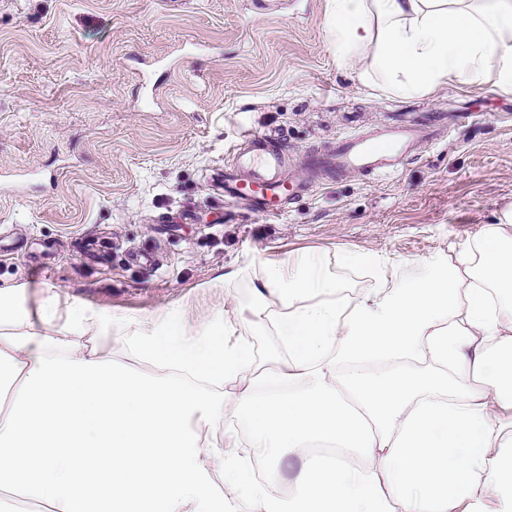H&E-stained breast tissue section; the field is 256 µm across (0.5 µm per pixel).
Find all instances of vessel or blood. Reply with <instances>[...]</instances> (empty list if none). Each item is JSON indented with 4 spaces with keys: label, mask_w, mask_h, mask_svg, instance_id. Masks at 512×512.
Wrapping results in <instances>:
<instances>
[{
    "label": "vessel or blood",
    "mask_w": 512,
    "mask_h": 512,
    "mask_svg": "<svg viewBox=\"0 0 512 512\" xmlns=\"http://www.w3.org/2000/svg\"><path fill=\"white\" fill-rule=\"evenodd\" d=\"M442 126L414 117L350 134L305 154L300 163L307 173L298 180L288 174V148L275 134L245 132L234 164L214 172L213 187L246 210L276 216L314 185L358 173L377 182L397 172L423 147L439 142Z\"/></svg>",
    "instance_id": "vessel-or-blood-1"
}]
</instances>
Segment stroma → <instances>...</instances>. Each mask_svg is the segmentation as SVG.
<instances>
[{"label":"stroma","mask_w":512,"mask_h":512,"mask_svg":"<svg viewBox=\"0 0 512 512\" xmlns=\"http://www.w3.org/2000/svg\"><path fill=\"white\" fill-rule=\"evenodd\" d=\"M330 0H0V289L52 307L203 324L267 365L272 325L241 317L268 265L314 253L349 295L368 252L392 270L448 257L512 207V93L448 85L404 99L361 80L368 45L339 63ZM400 112H465L378 183L314 186L284 214L214 190L242 131L305 153Z\"/></svg>","instance_id":"35a3bbf8"}]
</instances>
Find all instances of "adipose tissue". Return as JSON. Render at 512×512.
<instances>
[{"instance_id": "obj_1", "label": "adipose tissue", "mask_w": 512, "mask_h": 512, "mask_svg": "<svg viewBox=\"0 0 512 512\" xmlns=\"http://www.w3.org/2000/svg\"><path fill=\"white\" fill-rule=\"evenodd\" d=\"M331 2L337 59L375 45L391 93L488 79L512 93V0ZM255 295L253 321L273 322L288 353L270 367L218 316L97 320L155 366L142 375L82 342L72 309L36 321L0 289V499L48 512H512V208L454 256L377 270L360 297L314 257L269 268ZM229 410L242 428L213 436ZM319 440L335 453L311 454ZM256 458L275 471L298 459L286 494L256 481Z\"/></svg>"}]
</instances>
